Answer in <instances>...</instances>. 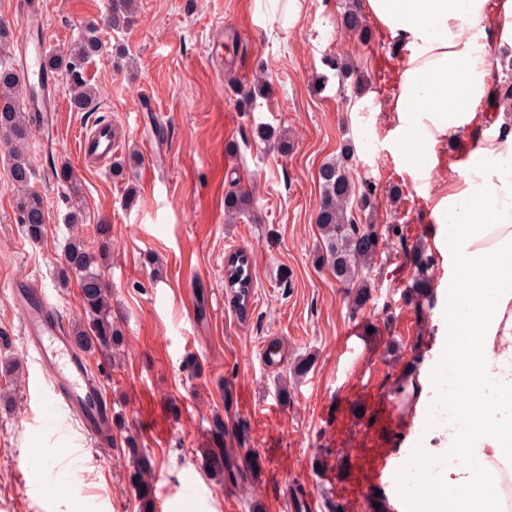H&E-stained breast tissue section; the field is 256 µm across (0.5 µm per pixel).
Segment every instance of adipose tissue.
Here are the masks:
<instances>
[{
	"label": "adipose tissue",
	"instance_id": "1",
	"mask_svg": "<svg viewBox=\"0 0 512 512\" xmlns=\"http://www.w3.org/2000/svg\"><path fill=\"white\" fill-rule=\"evenodd\" d=\"M366 11L405 48L389 104L416 168L436 166L438 140L481 135L432 196L436 246L448 248V385L459 400L452 467L430 512H499L488 460L512 466V114L488 119L487 47L512 52V0H366Z\"/></svg>",
	"mask_w": 512,
	"mask_h": 512
}]
</instances>
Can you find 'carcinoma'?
<instances>
[{
	"label": "carcinoma",
	"instance_id": "cac0c4a2",
	"mask_svg": "<svg viewBox=\"0 0 512 512\" xmlns=\"http://www.w3.org/2000/svg\"><path fill=\"white\" fill-rule=\"evenodd\" d=\"M134 21V0H112L106 13L107 24L114 29H124ZM345 31L353 33L366 42L371 38V30L360 10L348 7L341 16ZM101 50L98 26L89 24L83 36L64 55L48 57L51 67L62 71L69 79L70 102L78 111H88L97 105L101 90L88 84L82 73L83 65ZM327 67L335 72L341 82L354 75L355 68L347 57L332 55L326 58ZM19 76L13 65L0 59V137L6 140L13 150L11 179L15 189L18 221L23 224L28 237L39 240L44 234L45 214L41 195L34 190L31 179L34 172L27 156V147L33 137L30 118L23 110L18 95ZM351 149L344 148L341 156L324 163L318 177L321 186V200L317 214V227L321 239L318 263L327 267L336 279L352 284V308L362 309L369 300L371 285L360 277V272L371 266L378 256L377 242L382 234L395 235L405 241L404 234L396 233L397 224H387L379 229L376 224L357 223L356 212L373 215L372 190L356 193V187L348 171ZM56 178L70 186L67 204L72 221L79 220L83 210L82 196L74 185L70 167L63 165L55 170ZM248 197L232 191L224 199L227 218L242 214L249 209ZM98 234L103 238L99 254L88 251L81 239L69 242L65 252V267L61 277L69 279L74 274L81 288L86 320L72 326V335L79 348L87 352L98 351L107 360H112L126 346L125 337L118 324L112 321L111 292L100 271V262L110 255L112 243L109 227L101 224ZM410 265L414 267L412 283L404 293V304L422 313L423 306H433L435 296L426 276L429 258L425 251L413 250ZM224 287L228 288L241 318H246L244 300L253 288V268L248 255L237 252L228 256L225 263ZM212 448L206 451L209 460V476L218 483H236L248 472L256 471L252 457H236L224 448V437L228 426L224 417H212L208 429ZM126 452L133 472L130 475L133 489L138 496L141 512H156V499L152 483L146 476L152 475V460L141 451V444L130 436L126 439Z\"/></svg>",
	"mask_w": 512,
	"mask_h": 512
}]
</instances>
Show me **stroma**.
<instances>
[{
    "label": "stroma",
    "instance_id": "1",
    "mask_svg": "<svg viewBox=\"0 0 512 512\" xmlns=\"http://www.w3.org/2000/svg\"><path fill=\"white\" fill-rule=\"evenodd\" d=\"M42 2L48 53L66 52L88 22L100 23L102 49L83 76L106 94L94 111H76L61 75L58 112L32 116L28 157L46 216L40 240L29 239L17 221L11 152L0 141V362L20 363L18 379L0 377V392L13 402L0 406V512H139L123 434L100 441L76 420L62 437L44 429L30 387L34 364L10 294L13 281L28 279L46 291L63 326L82 318L79 286L60 278L64 247L79 237L98 251L101 224L110 225L112 240L102 275L127 350L114 364L91 354L92 373L154 464L159 512H250L254 504L262 512H291L295 485L323 501L345 497L363 438L379 427L364 398H392L413 362L434 370L448 348V259L436 254L438 227L427 217L448 173L438 166L415 173L407 143L394 133L387 105L397 92L400 49L377 28L367 42L344 33L347 0H303L292 28L280 19L260 21L255 0H138L124 30L102 25L107 0ZM330 54L352 58L361 90L339 83L324 63ZM258 70L270 93L240 111L238 99ZM360 95L370 110L353 111ZM101 122L122 137L118 158L139 153L126 176L113 177L108 161L78 167L81 133ZM262 126L287 132L289 149L261 139ZM346 146L355 183L374 188L379 224L405 225L409 244H421L432 258L437 304L427 318L400 299L412 270L399 249L385 248L366 271L371 299L357 312L350 286L317 264L318 172ZM66 162L85 203L76 224L68 219L69 189L54 176ZM132 187L137 201L130 205ZM394 188L402 193L395 203ZM234 189L252 203L228 224L224 198ZM235 246L248 251L256 273L255 306L244 320L224 288V258ZM354 329L368 349L360 358L342 347ZM271 338L286 341L288 354L268 371L261 345ZM190 354L199 366L193 374L184 366ZM308 357L310 368L292 375L294 363ZM227 383L233 415L250 424L243 443L260 463L257 476L235 486L211 479L204 458ZM427 426V410L416 406L413 430L382 439L385 454L398 465L416 461ZM31 447L47 449L55 468L25 473ZM432 483L422 469L379 492L396 501V512H420L422 499L411 488Z\"/></svg>",
    "mask_w": 512,
    "mask_h": 512
}]
</instances>
